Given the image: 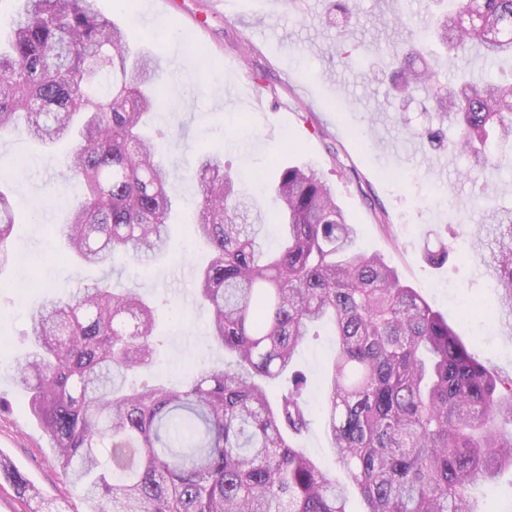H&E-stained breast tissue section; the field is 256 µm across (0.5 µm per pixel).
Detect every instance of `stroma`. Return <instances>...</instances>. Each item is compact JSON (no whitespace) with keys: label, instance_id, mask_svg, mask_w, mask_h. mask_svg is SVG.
Masks as SVG:
<instances>
[{"label":"stroma","instance_id":"stroma-1","mask_svg":"<svg viewBox=\"0 0 512 512\" xmlns=\"http://www.w3.org/2000/svg\"><path fill=\"white\" fill-rule=\"evenodd\" d=\"M358 4L357 16L340 29L325 18L327 0H226L220 13L214 0H178L166 12L157 0H136L130 14L119 11L116 0H97L96 6L162 59L166 97L155 126L181 132L164 152L177 170L168 185L173 198L192 196L186 169L206 149L220 151L238 186L270 213L276 209L267 190L272 157L284 165L312 164L357 225L362 250L380 254L481 361L510 377L512 316L465 317L467 305L493 307L495 275L453 234L460 221L483 223L487 208L512 209V168L491 167L483 183L469 182L460 175L464 160L449 161L446 150L414 138V131L438 125L440 115L427 94L398 92L382 71L405 36L390 17L389 0ZM190 42L204 45L205 58L186 53ZM341 48L358 49L359 59L342 62ZM235 85L247 86V93L227 97L226 88ZM1 171L10 177L18 211L12 251L33 264L0 270V337L7 340L0 347V455L46 494L53 512H82L83 502L61 483L27 393L14 380L28 350L29 318L51 294L66 296L108 280L157 307L159 354L134 380L184 384L225 360L209 336L210 314L197 299L195 271L206 251L193 237L190 212L181 209L169 252L149 274L130 261L113 269L74 264L60 252L61 200L81 198L84 185L67 178L60 151L19 134L1 136ZM442 243L454 244L455 254L431 263L425 247ZM335 353L328 333L309 337L296 352L295 367L320 377ZM472 496L479 512H512V470L477 484Z\"/></svg>","mask_w":512,"mask_h":512}]
</instances>
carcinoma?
<instances>
[{"instance_id": "cac0c4a2", "label": "carcinoma", "mask_w": 512, "mask_h": 512, "mask_svg": "<svg viewBox=\"0 0 512 512\" xmlns=\"http://www.w3.org/2000/svg\"><path fill=\"white\" fill-rule=\"evenodd\" d=\"M348 24L357 0H334ZM431 42L448 55L512 63V0H448L407 30L394 62L403 91L438 84L437 59L416 66ZM158 57L135 51L130 30L95 0H23L0 33V134L24 122L52 148L73 143L66 172L83 198L66 201L70 254L98 266L136 259L146 269L168 248L171 171L145 132L164 95ZM458 131L452 156L484 177L493 142L512 141V78L480 85L464 72L435 99ZM194 233L211 251L198 274L212 340L234 359L180 388L135 386L154 362L155 308L96 283L55 296L24 336L15 377L45 433L62 482L83 512H348L347 487L297 445L312 425L298 346L331 322L337 354L324 381L322 425L365 512H477L468 491L512 467V378L489 370L416 289L378 254L357 247L321 173L279 168L272 190L283 245H263L268 215L235 187L217 152L199 155ZM0 176V267L16 212ZM475 243L496 276L497 309L512 313V211L479 225ZM285 380L269 399L263 382ZM20 499L40 489L0 457Z\"/></svg>"}]
</instances>
